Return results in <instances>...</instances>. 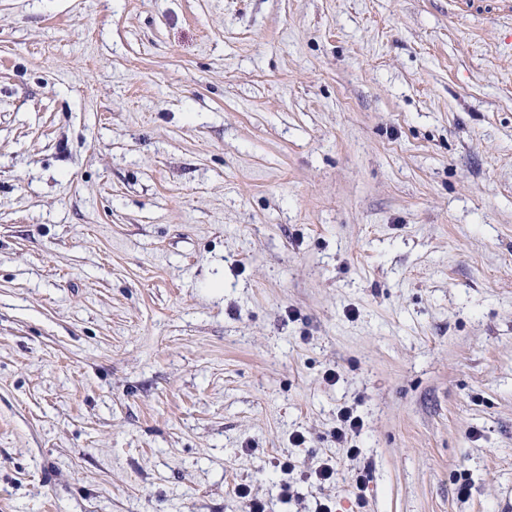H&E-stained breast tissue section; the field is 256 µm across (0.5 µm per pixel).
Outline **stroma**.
<instances>
[{
  "label": "stroma",
  "instance_id": "35a3bbf8",
  "mask_svg": "<svg viewBox=\"0 0 512 512\" xmlns=\"http://www.w3.org/2000/svg\"><path fill=\"white\" fill-rule=\"evenodd\" d=\"M241 485L512 512V16L0 0V512ZM363 428V420L348 407H342L337 413V425L332 433L336 443H347L350 434L358 433Z\"/></svg>",
  "mask_w": 512,
  "mask_h": 512
}]
</instances>
